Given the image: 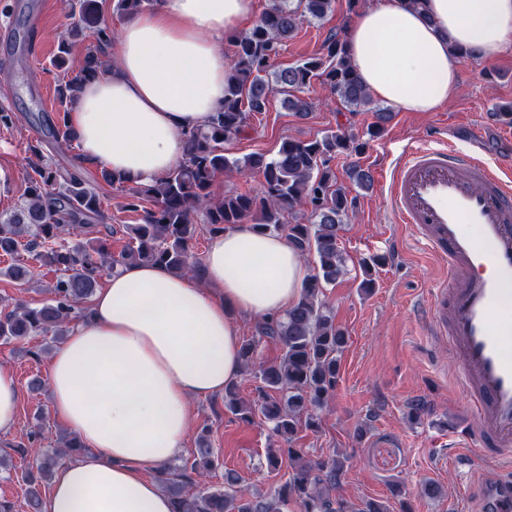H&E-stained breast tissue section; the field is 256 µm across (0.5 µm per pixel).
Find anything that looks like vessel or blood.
Returning <instances> with one entry per match:
<instances>
[{
  "mask_svg": "<svg viewBox=\"0 0 512 512\" xmlns=\"http://www.w3.org/2000/svg\"><path fill=\"white\" fill-rule=\"evenodd\" d=\"M395 223L448 266L428 300L469 396L459 439L497 476L480 512H512V175L479 152L417 141L390 178Z\"/></svg>",
  "mask_w": 512,
  "mask_h": 512,
  "instance_id": "1",
  "label": "vessel or blood"
}]
</instances>
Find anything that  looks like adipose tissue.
<instances>
[{"label": "adipose tissue", "mask_w": 512, "mask_h": 512, "mask_svg": "<svg viewBox=\"0 0 512 512\" xmlns=\"http://www.w3.org/2000/svg\"><path fill=\"white\" fill-rule=\"evenodd\" d=\"M253 0H156L127 17L106 54L112 70L87 83L68 120L79 163L150 184L182 158L185 132L224 101V40ZM346 40L372 98L406 112L451 100L460 59L512 45V0H383L362 10ZM308 275L286 237L240 224L211 237L201 277L130 264L109 277L50 363L57 416L81 439L63 461L44 512H173L146 466L180 455L191 400L223 393L242 374L236 315L279 316Z\"/></svg>", "instance_id": "obj_1"}]
</instances>
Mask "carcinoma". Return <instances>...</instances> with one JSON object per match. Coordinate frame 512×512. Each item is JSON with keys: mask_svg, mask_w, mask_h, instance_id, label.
Wrapping results in <instances>:
<instances>
[{"mask_svg": "<svg viewBox=\"0 0 512 512\" xmlns=\"http://www.w3.org/2000/svg\"><path fill=\"white\" fill-rule=\"evenodd\" d=\"M150 2L113 0L112 10L128 16ZM333 3L272 0L248 31L231 38L224 105L204 127L183 134V161L161 180L130 185L104 171L107 181L124 186L127 209L140 213V223L126 225L129 242L119 256L112 255L101 240L66 241L71 226L81 224L91 230L108 220L96 189L77 171L63 173L40 161L29 163L22 200L13 210L0 213V256L13 257L23 250L61 275L53 285L50 303L36 308L17 304L0 312L1 342H24L49 334L57 342L64 340L68 325L81 313L98 279L127 264H157L174 274L199 275L202 264L193 259L190 242L202 231L215 235L250 224L262 233L285 232L301 255L315 256L314 273L285 315L259 321L256 336L241 345L243 370L262 383L257 401L243 403L232 383L224 389V407L245 422L261 413L273 432L289 441L302 426L311 431L319 428L315 410L335 392L338 357L347 345L346 332L336 325L321 295L323 285L336 282L346 271L339 232L354 208V199L337 184L329 163L356 149L355 137L344 132L310 140L288 137L272 157L252 153L233 160L224 155V141L244 134L250 128L251 113L261 111L272 93L283 96L290 110L307 114L312 102L304 92L313 79L321 80L350 106L372 105L351 65L345 38L337 33L327 40L323 56L273 67L280 46L303 22L324 18ZM66 9L67 23L52 60V66L63 73L57 93L64 104L72 102L86 82L111 68L105 53L112 40V27L105 22L98 0H67ZM86 30L93 31L95 42L76 59L73 51ZM49 137L67 142L76 134L62 117L49 130ZM233 171L259 175L260 188L216 195L217 178ZM198 216L203 217L201 225ZM264 339L283 347L278 362L257 361V346ZM82 448L78 436L70 433L61 448L34 449L40 454L37 473L23 477L27 512H43L38 480L50 481L59 460ZM287 452L289 477L267 497L249 492L231 471L224 473V485L207 484L215 460L205 439L199 440L192 458L179 466L160 468L161 488L173 500V512H283L292 502L300 504L303 512H348L347 504L336 496L344 467L336 454L312 459L304 448Z\"/></svg>", "mask_w": 512, "mask_h": 512, "instance_id": "obj_1", "label": "carcinoma"}]
</instances>
